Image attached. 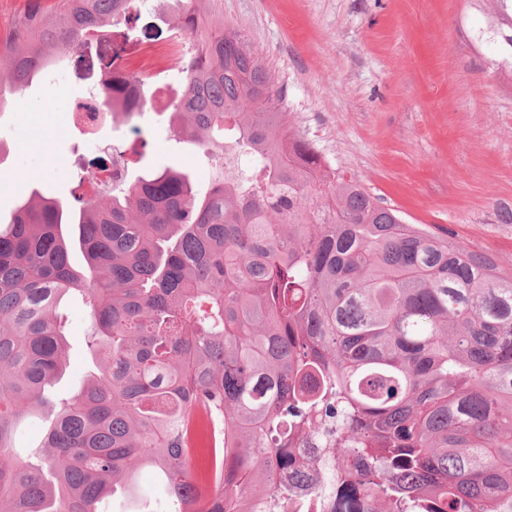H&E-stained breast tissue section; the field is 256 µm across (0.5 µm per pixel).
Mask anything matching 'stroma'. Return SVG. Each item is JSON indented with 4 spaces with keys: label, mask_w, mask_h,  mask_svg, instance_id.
I'll return each instance as SVG.
<instances>
[{
    "label": "stroma",
    "mask_w": 512,
    "mask_h": 512,
    "mask_svg": "<svg viewBox=\"0 0 512 512\" xmlns=\"http://www.w3.org/2000/svg\"><path fill=\"white\" fill-rule=\"evenodd\" d=\"M227 28L263 53L285 112L338 172L408 223L436 225L512 268V74L476 41L469 0H221ZM86 82L34 80L0 113V219L31 189L69 196L78 164L131 140L104 122L88 135L68 117ZM144 166H172L207 186L213 168L169 141L156 114L137 121ZM69 361L51 392L80 387L91 368L87 314L68 309Z\"/></svg>",
    "instance_id": "1"
}]
</instances>
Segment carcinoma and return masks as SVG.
Masks as SVG:
<instances>
[{
    "label": "carcinoma",
    "mask_w": 512,
    "mask_h": 512,
    "mask_svg": "<svg viewBox=\"0 0 512 512\" xmlns=\"http://www.w3.org/2000/svg\"><path fill=\"white\" fill-rule=\"evenodd\" d=\"M173 26L202 41L182 65L170 134L214 163L209 186L165 169L72 200L33 189L0 221V512H99L156 472L165 512H224L298 470L323 435L332 512H512V271L409 224L293 131L260 52L192 0ZM478 42L512 75V0H474ZM141 0H28L0 40V110L52 65L98 66L112 123L132 126L93 33L120 37ZM238 155L224 175V148ZM77 244L86 267L75 268ZM87 308L94 369L54 399L64 304ZM39 415L42 441L15 445ZM361 457L356 469L344 452ZM213 472V493L195 490Z\"/></svg>",
    "instance_id": "obj_1"
}]
</instances>
